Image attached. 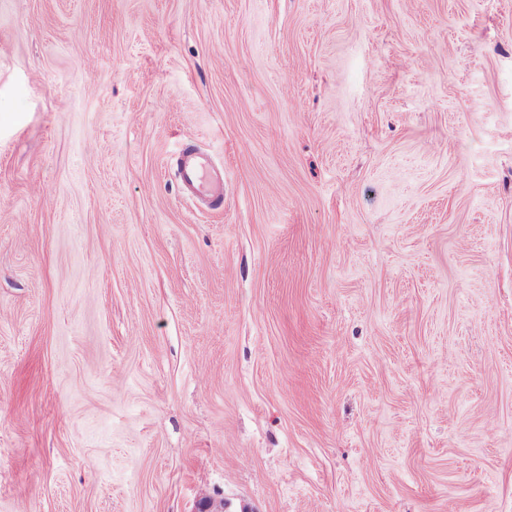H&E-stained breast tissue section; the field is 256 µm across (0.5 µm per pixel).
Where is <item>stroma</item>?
<instances>
[{
	"mask_svg": "<svg viewBox=\"0 0 512 512\" xmlns=\"http://www.w3.org/2000/svg\"><path fill=\"white\" fill-rule=\"evenodd\" d=\"M205 498L512 512V0H0V512ZM178 176L184 189L207 195L213 208L224 206V178L218 183L212 180L209 160L196 147L187 145L181 150Z\"/></svg>",
	"mask_w": 512,
	"mask_h": 512,
	"instance_id": "stroma-1",
	"label": "stroma"
}]
</instances>
